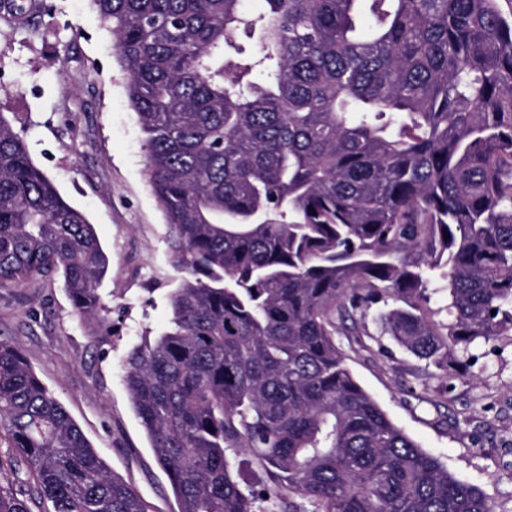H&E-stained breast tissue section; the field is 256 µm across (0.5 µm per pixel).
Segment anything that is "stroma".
<instances>
[{
  "label": "stroma",
  "mask_w": 512,
  "mask_h": 512,
  "mask_svg": "<svg viewBox=\"0 0 512 512\" xmlns=\"http://www.w3.org/2000/svg\"><path fill=\"white\" fill-rule=\"evenodd\" d=\"M0 114L35 163L93 224L108 257L104 320L75 313L61 281L0 288V340L53 389L109 468L148 502L177 512L122 380L142 336L159 335L182 278L145 171L138 117L91 0H43L21 21L0 18ZM336 344L359 384L495 512H512V335L471 347L447 379L383 335L375 315Z\"/></svg>",
  "instance_id": "stroma-1"
}]
</instances>
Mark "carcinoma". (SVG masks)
<instances>
[{
    "label": "carcinoma",
    "mask_w": 512,
    "mask_h": 512,
    "mask_svg": "<svg viewBox=\"0 0 512 512\" xmlns=\"http://www.w3.org/2000/svg\"><path fill=\"white\" fill-rule=\"evenodd\" d=\"M184 273L123 376L178 512H493L336 346L384 334L450 378L512 332V0H92ZM256 37L244 54L240 35ZM85 214L0 114V287L105 311ZM445 292L447 322L431 295ZM0 512H149L0 341Z\"/></svg>",
    "instance_id": "cac0c4a2"
}]
</instances>
